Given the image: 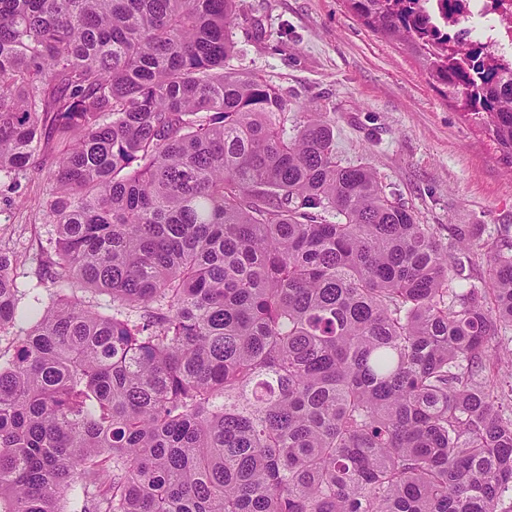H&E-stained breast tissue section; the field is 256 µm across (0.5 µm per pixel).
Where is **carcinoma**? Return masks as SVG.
I'll use <instances>...</instances> for the list:
<instances>
[{
	"mask_svg": "<svg viewBox=\"0 0 512 512\" xmlns=\"http://www.w3.org/2000/svg\"><path fill=\"white\" fill-rule=\"evenodd\" d=\"M512 159V70L349 0ZM237 0H0V175L50 185L36 316L0 251V512H498L512 242L439 228L226 66ZM112 297L104 315L79 296Z\"/></svg>",
	"mask_w": 512,
	"mask_h": 512,
	"instance_id": "carcinoma-1",
	"label": "carcinoma"
}]
</instances>
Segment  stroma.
Here are the masks:
<instances>
[{
    "mask_svg": "<svg viewBox=\"0 0 512 512\" xmlns=\"http://www.w3.org/2000/svg\"><path fill=\"white\" fill-rule=\"evenodd\" d=\"M229 68L264 76L323 112L342 162L373 167L423 224H480L483 240H512V167L421 61L367 26L348 0H238ZM35 171L0 176V250L18 281L56 237Z\"/></svg>",
    "mask_w": 512,
    "mask_h": 512,
    "instance_id": "obj_1",
    "label": "stroma"
}]
</instances>
